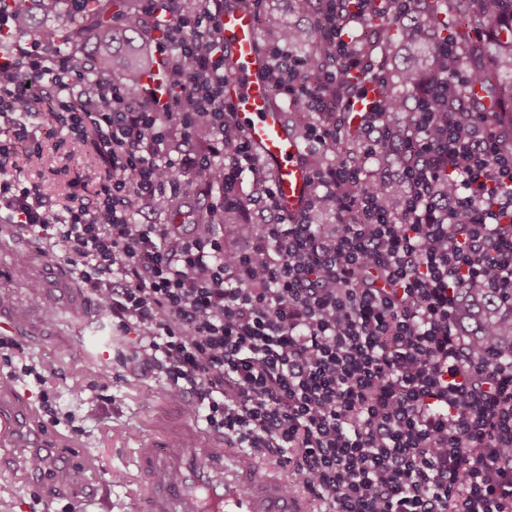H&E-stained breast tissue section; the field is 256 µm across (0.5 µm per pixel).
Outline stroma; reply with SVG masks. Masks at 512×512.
<instances>
[{
  "mask_svg": "<svg viewBox=\"0 0 512 512\" xmlns=\"http://www.w3.org/2000/svg\"><path fill=\"white\" fill-rule=\"evenodd\" d=\"M37 162H30L32 152ZM14 160L22 177L40 183L53 204H68L74 194V180L96 186L104 170L87 153L75 152L70 141L48 119H41L34 142L19 148ZM50 334L41 344L25 348L28 363L34 364L44 378L37 384L33 377L16 384L15 394L31 408L32 433L47 448H70L94 459L93 467H78L77 475L97 488L86 512H129L139 489L130 466L135 448L149 443L154 421L167 404L154 378L144 377L132 366L121 365L119 357L127 352L126 337L113 329L110 317L79 328H69L64 311H56L49 324ZM111 371L109 399H99L90 390L102 371ZM86 384L82 398L73 397V382ZM51 391L60 412L72 413L73 424L51 425L39 398L40 390ZM27 453L17 455L14 472L0 478V512H41V500L47 489L31 487L24 480Z\"/></svg>",
  "mask_w": 512,
  "mask_h": 512,
  "instance_id": "obj_1",
  "label": "stroma"
}]
</instances>
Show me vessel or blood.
I'll return each instance as SVG.
<instances>
[{"instance_id":"b4317fda","label":"vessel or blood","mask_w":512,"mask_h":512,"mask_svg":"<svg viewBox=\"0 0 512 512\" xmlns=\"http://www.w3.org/2000/svg\"><path fill=\"white\" fill-rule=\"evenodd\" d=\"M224 46V101L261 162L273 174L278 201L288 215L303 208L311 189L308 148L289 125L283 108L273 99L264 78L266 57L259 46L254 14L246 8L224 10L220 17ZM38 279L67 295L65 309L81 323L95 310L66 267L27 259ZM47 324L38 311L17 316L0 306V329L38 343ZM31 414L11 394L0 395V476L11 472L12 449L31 448ZM151 447L135 449L133 466L141 491L133 512H308L302 493L288 491L274 466L256 459L250 465H228L240 451L223 436H209L195 446L178 445V432L167 416L155 422Z\"/></svg>"}]
</instances>
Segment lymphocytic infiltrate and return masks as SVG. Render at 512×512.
Segmentation results:
<instances>
[{
    "instance_id": "f902f5d3",
    "label": "lymphocytic infiltrate",
    "mask_w": 512,
    "mask_h": 512,
    "mask_svg": "<svg viewBox=\"0 0 512 512\" xmlns=\"http://www.w3.org/2000/svg\"><path fill=\"white\" fill-rule=\"evenodd\" d=\"M170 5L151 34L165 66L156 88L100 91L84 58L49 63L43 36L0 50V220L42 232L44 253L129 335L130 362L164 397H192L243 464L286 469L319 512H512V347L499 334L512 328V130L484 112L457 125L437 103L472 77L438 72L407 123L395 105L363 114L375 188L360 166L320 164L305 208L287 216L271 172L224 120V0ZM324 35L347 66L317 88L291 35L265 50L273 84L308 114L313 153L343 133L317 119L325 90L363 65L342 29ZM46 113L107 173L75 209H54L13 161ZM200 136L206 146L186 151ZM202 169L218 187L213 227L188 235L166 217ZM356 184L365 192L345 193ZM244 205L257 221L224 223ZM147 212L154 222L140 223ZM464 293L493 296L500 327L465 338Z\"/></svg>"
}]
</instances>
